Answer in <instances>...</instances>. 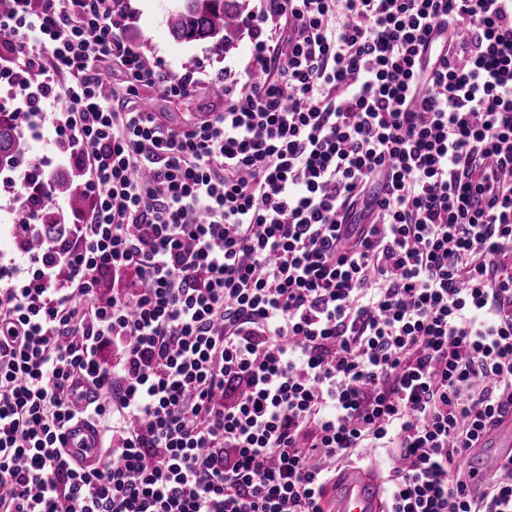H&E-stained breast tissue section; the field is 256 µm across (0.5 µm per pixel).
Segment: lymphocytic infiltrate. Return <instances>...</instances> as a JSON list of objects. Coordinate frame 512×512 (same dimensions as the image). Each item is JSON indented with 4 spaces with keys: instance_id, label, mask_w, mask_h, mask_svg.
<instances>
[{
    "instance_id": "obj_1",
    "label": "lymphocytic infiltrate",
    "mask_w": 512,
    "mask_h": 512,
    "mask_svg": "<svg viewBox=\"0 0 512 512\" xmlns=\"http://www.w3.org/2000/svg\"><path fill=\"white\" fill-rule=\"evenodd\" d=\"M118 0H11L0 79L88 205L18 169L0 263V512H512V0H258L224 105L147 62ZM116 66L120 81H104ZM82 420L102 459L77 467ZM156 111L164 113L167 120L173 124L184 122L185 118L200 121L206 119L209 112H216L221 105L210 95L205 85L197 89L194 97L181 106L172 105L161 99L156 100ZM55 193L59 198L68 199L71 208L75 211L86 208L87 206L86 199L75 191L72 180L68 178H62L55 182ZM59 205L62 208L65 217L71 215L72 213H76L62 201H59ZM469 454L479 462L474 480L479 484L492 480L500 463L512 457V417L492 426ZM333 512H383V487L373 474L361 468L346 472L331 494Z\"/></svg>"
}]
</instances>
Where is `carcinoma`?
I'll return each instance as SVG.
<instances>
[{
    "mask_svg": "<svg viewBox=\"0 0 512 512\" xmlns=\"http://www.w3.org/2000/svg\"><path fill=\"white\" fill-rule=\"evenodd\" d=\"M179 7L168 13L166 24L172 38L179 43L210 42L212 47L227 51L239 30L240 18L248 9V0H178ZM26 150L25 140L17 133L16 122L0 112V165L20 159ZM55 193L69 200L73 210L87 206V201L73 187L72 180L55 182Z\"/></svg>",
    "mask_w": 512,
    "mask_h": 512,
    "instance_id": "1",
    "label": "carcinoma"
}]
</instances>
